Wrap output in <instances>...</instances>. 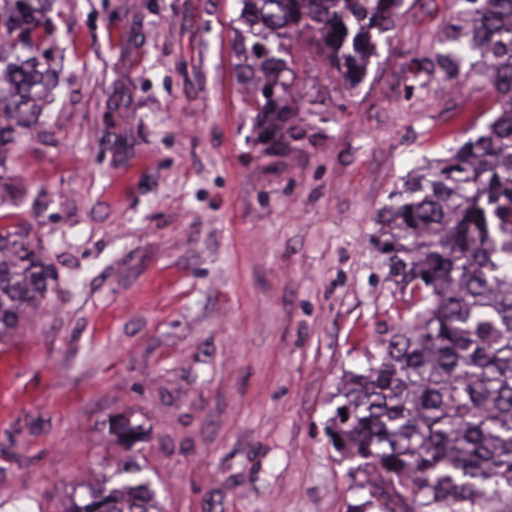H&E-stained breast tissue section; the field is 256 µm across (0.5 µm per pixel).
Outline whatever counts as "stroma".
<instances>
[{
    "label": "stroma",
    "mask_w": 512,
    "mask_h": 512,
    "mask_svg": "<svg viewBox=\"0 0 512 512\" xmlns=\"http://www.w3.org/2000/svg\"><path fill=\"white\" fill-rule=\"evenodd\" d=\"M238 0H53L57 89L18 145L56 273L0 345V508L57 512L134 451L166 512H379L326 427L348 372L412 319L370 239L389 192L444 158L478 73L434 69L455 0H404L358 89L295 52L311 143L270 165L241 104ZM110 430L112 435L126 443L127 448H132L135 443L139 442L143 434L140 425L133 424L129 420H119L115 417H112L110 421Z\"/></svg>",
    "instance_id": "35a3bbf8"
}]
</instances>
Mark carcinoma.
Instances as JSON below:
<instances>
[{"label":"carcinoma","mask_w":512,"mask_h":512,"mask_svg":"<svg viewBox=\"0 0 512 512\" xmlns=\"http://www.w3.org/2000/svg\"><path fill=\"white\" fill-rule=\"evenodd\" d=\"M49 0H0V205L15 191L13 150L38 131V100L54 69L39 43L53 36ZM237 79L254 113L260 156L283 157L311 140L300 116L291 41L357 88L376 38L400 20L402 0H240ZM434 45L449 73L469 56L495 91L497 112L449 158L429 163L388 196L372 244L393 277L424 304L376 363L350 374L332 417L334 447L370 468L361 484L380 512H500L512 505V0H458ZM51 265L28 224L0 223V341L43 308ZM110 430L131 448L140 425ZM134 457L83 492L66 512H160Z\"/></svg>","instance_id":"cac0c4a2"}]
</instances>
